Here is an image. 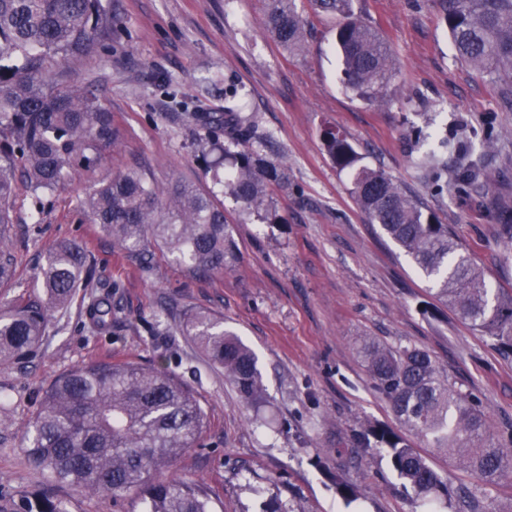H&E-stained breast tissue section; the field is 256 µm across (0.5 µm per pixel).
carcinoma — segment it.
<instances>
[{
    "instance_id": "cac0c4a2",
    "label": "carcinoma",
    "mask_w": 512,
    "mask_h": 512,
    "mask_svg": "<svg viewBox=\"0 0 512 512\" xmlns=\"http://www.w3.org/2000/svg\"><path fill=\"white\" fill-rule=\"evenodd\" d=\"M316 13L336 18V46L345 87L374 101L390 88L396 72L390 52L371 26L354 12L353 0H308ZM264 28L281 46L298 49L304 38L296 0H263ZM444 21L460 60L502 80L512 78V0H440ZM119 19L102 0H0V284L15 275L8 244L17 199L15 173L23 168L35 199L53 194L79 171L99 168L121 132L93 90L78 83H53L59 65L97 52ZM224 113L193 112L202 129L231 125L249 131ZM324 146L340 170L352 177L351 193L362 211L412 259L433 284L435 297L462 322L493 339L512 355V295L489 286L451 227L408 196L383 170L364 163L347 136L329 129ZM207 170L218 174L231 159L224 184L240 205L269 224L280 223L268 197L285 186L279 170L253 153L228 157L210 143ZM77 210L110 235L143 270L152 268L157 247L188 261L202 275L220 274L239 260L234 227L224 206L194 183L164 187L128 168L95 182ZM92 262L77 241L51 248L43 268L44 297L36 296L0 314V361L30 353L52 314L69 306L76 288L91 277ZM100 329L112 324V301L95 296L87 305ZM209 359L224 368L246 403L258 405L265 389L252 351L214 316L197 312L183 324ZM359 354L375 389L389 403L404 433L370 427L366 448L384 452L411 503L433 512L448 507V480L407 435L430 442L491 485L512 474V448L486 424L478 400L448 381L431 354L366 340ZM205 412L193 393L170 374L135 362H92L63 374L45 393L25 437L34 471L90 495L114 498L136 493L146 512H212L206 490L176 474L180 455L200 445ZM348 503L357 487L330 475ZM0 512H67L56 497L22 495Z\"/></svg>"
}]
</instances>
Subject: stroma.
<instances>
[{
  "mask_svg": "<svg viewBox=\"0 0 512 512\" xmlns=\"http://www.w3.org/2000/svg\"><path fill=\"white\" fill-rule=\"evenodd\" d=\"M121 27L105 49L56 69V80L95 90L123 130L118 149L95 174L74 176L35 202L25 179L10 226L16 257L0 309L41 291L49 248L82 242L94 258L88 287L55 312L36 357L0 362V493L54 495L68 512H143L133 494L91 496L48 488L29 466L22 439L53 382L93 361L134 360L188 386L206 412L203 445L184 452L176 471L205 487L217 512H347L329 479L355 484L359 512H414L384 456L348 454L369 426L396 427L359 356L364 340L427 350L463 392L476 396L492 432L512 437V357L437 301L411 259L358 207L350 177L323 145L343 131L368 165L390 175L449 225L491 287L512 290V250L500 234L499 207L512 212V105L504 83L462 62L433 0H354L387 42L397 77L384 100L346 90L334 51L336 22L297 0L301 48L288 51L263 28L262 0H105ZM239 105L246 141L216 131L230 152L248 151L286 178L267 224L244 210L198 157L201 132L191 115ZM140 165L159 185L194 182L223 203L241 259L201 276L171 254L142 271L75 205L94 179ZM112 294V326L86 316V292ZM223 320L255 354L266 390L253 410L191 337L189 314ZM431 464L472 512L493 499L512 512V477L480 483L447 455Z\"/></svg>",
  "mask_w": 512,
  "mask_h": 512,
  "instance_id": "35a3bbf8",
  "label": "stroma"
}]
</instances>
